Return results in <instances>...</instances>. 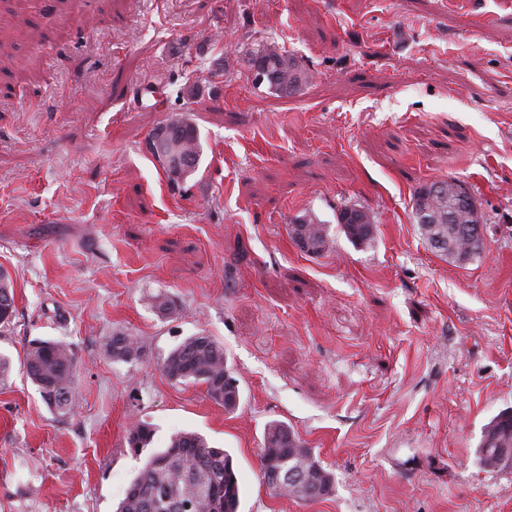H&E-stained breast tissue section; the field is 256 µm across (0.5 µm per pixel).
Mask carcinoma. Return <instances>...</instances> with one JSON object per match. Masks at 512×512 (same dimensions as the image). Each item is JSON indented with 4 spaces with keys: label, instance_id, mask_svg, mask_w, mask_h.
<instances>
[{
    "label": "carcinoma",
    "instance_id": "1",
    "mask_svg": "<svg viewBox=\"0 0 512 512\" xmlns=\"http://www.w3.org/2000/svg\"><path fill=\"white\" fill-rule=\"evenodd\" d=\"M250 68L264 72L269 89L286 94L293 85L307 78L305 69L273 45L257 43L248 52ZM178 143L180 163L164 168L168 179L176 183L193 174L199 166L202 147L195 127L163 135ZM427 184L415 197L438 216L435 224L418 225L419 232L439 256L448 257L453 251H464L468 242L460 232V225L448 223V199L429 196ZM343 232L354 243L366 244L373 233L359 224H348L338 217ZM291 236L303 235L312 242V254L323 252L328 242L325 225L303 221L291 225ZM15 313L14 283L11 275L0 271V324L11 323ZM112 359L132 363L142 357V347L130 336H114L109 343ZM75 361L72 349L61 341L40 340L30 344L24 352L23 368L27 377L38 387L44 402L62 415L71 413L75 405ZM166 376L183 384H200L207 396L227 410L239 403V388L231 375L224 356V348L203 333L186 338L162 359ZM154 429L139 422L129 430L128 441L134 448H145L153 440ZM499 448H512V411L494 416L483 428L478 448L480 464L492 465ZM303 467L330 475L304 447L294 430L280 421L265 427L261 465ZM195 503V512H237L240 486L231 455L222 448H212L194 432H178L171 436L166 448L153 453L138 475L130 482L116 512H174L181 501Z\"/></svg>",
    "mask_w": 512,
    "mask_h": 512
}]
</instances>
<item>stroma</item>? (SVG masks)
<instances>
[{
	"instance_id": "1",
	"label": "stroma",
	"mask_w": 512,
	"mask_h": 512,
	"mask_svg": "<svg viewBox=\"0 0 512 512\" xmlns=\"http://www.w3.org/2000/svg\"><path fill=\"white\" fill-rule=\"evenodd\" d=\"M307 71L287 95L253 83V44ZM161 90L160 108L133 90ZM186 116L198 171L179 189L146 152ZM474 189L483 255L448 262L413 196ZM375 227L352 244L337 221ZM325 225L317 255L288 235ZM0 512H116L152 450L190 431L229 452L238 512H512L485 424L512 410V0H0ZM175 305L163 316L156 295ZM220 344L234 411L160 368L186 337ZM143 357L112 360V336ZM70 343L78 406L62 416L22 362ZM332 474L328 495L260 476L268 422ZM15 313L14 283L11 275L3 269L0 271V324L11 323Z\"/></svg>"
}]
</instances>
